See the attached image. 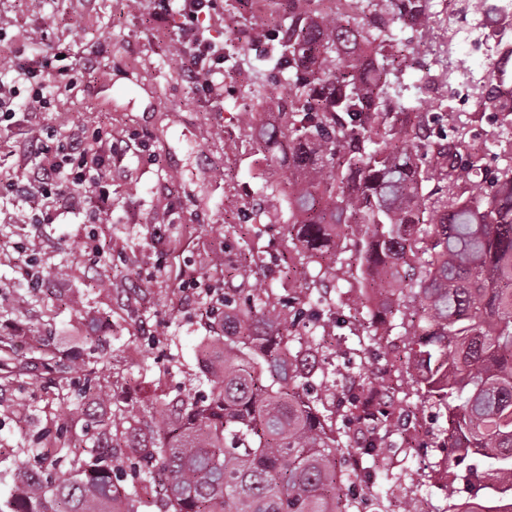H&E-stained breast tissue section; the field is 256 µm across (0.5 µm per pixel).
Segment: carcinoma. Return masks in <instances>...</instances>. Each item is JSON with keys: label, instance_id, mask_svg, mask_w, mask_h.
<instances>
[{"label": "carcinoma", "instance_id": "1", "mask_svg": "<svg viewBox=\"0 0 512 512\" xmlns=\"http://www.w3.org/2000/svg\"><path fill=\"white\" fill-rule=\"evenodd\" d=\"M361 2L285 0L288 38L270 62L292 79L308 58L306 78L293 83L280 124L252 112L248 129L265 152L288 148L287 185L266 181L288 197L286 250L243 254L237 276L248 287L221 294L214 335L199 345L206 389L158 396L150 425L133 408L117 423L112 395L85 370L55 393L75 407L41 433L37 464H21L0 512H135L142 492L164 512H366L353 485L375 484L393 435L417 421L407 375L446 418L434 479L449 512H479L474 500L512 504V155L487 178L485 149L406 106L400 77L414 48L385 20L415 31L427 0ZM366 12L372 40L360 48ZM352 247L359 266L342 275L355 313L370 317L372 344L397 355L338 395L317 378L321 283L290 280L284 296L262 275L271 256L306 268ZM397 316L399 345L388 340ZM12 351L0 336L6 373ZM89 443L56 471L51 449ZM472 458L487 467L460 468ZM459 481L467 502L456 498Z\"/></svg>", "mask_w": 512, "mask_h": 512}]
</instances>
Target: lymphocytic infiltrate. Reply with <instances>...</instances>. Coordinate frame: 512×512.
<instances>
[{"label":"lymphocytic infiltrate","mask_w":512,"mask_h":512,"mask_svg":"<svg viewBox=\"0 0 512 512\" xmlns=\"http://www.w3.org/2000/svg\"><path fill=\"white\" fill-rule=\"evenodd\" d=\"M217 0H156L152 21L163 28L177 20L171 54L181 76L194 88L222 102L224 88L217 77L224 71V47L206 36L203 16ZM101 53L91 48H44L42 33L29 38L28 52L0 54V133L20 137L22 159H33L8 179V196L29 204L38 224L54 223L61 212L86 214L97 224L112 214V159L123 155L112 131L81 125L69 139L56 140L45 129L43 114L60 90L73 86L76 76L90 69Z\"/></svg>","instance_id":"lymphocytic-infiltrate-1"}]
</instances>
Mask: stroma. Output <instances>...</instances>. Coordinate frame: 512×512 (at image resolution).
Wrapping results in <instances>:
<instances>
[{"label": "stroma", "mask_w": 512, "mask_h": 512, "mask_svg": "<svg viewBox=\"0 0 512 512\" xmlns=\"http://www.w3.org/2000/svg\"><path fill=\"white\" fill-rule=\"evenodd\" d=\"M281 4L260 0L247 13L238 0H219L216 11L205 18L204 27L214 40L228 45L241 71L240 77L225 78L224 106L218 109L173 70L169 57L177 27L152 25V0H141L136 8L129 0H0L6 47L26 50L35 29L43 30L50 46L78 52L99 43L106 46L96 67L57 94L45 125L60 138L79 124L111 128L117 141L138 133L157 157L152 164L129 153L113 166L112 218L106 224H86L81 214L62 215L55 224H33L24 202L0 208V326L22 327L13 336L17 370L0 379L1 499L12 492L16 466L33 461L36 437L69 414L68 404L53 401L51 389L32 385L30 365L37 358L111 365L114 400L139 410L149 407L159 385L191 395L201 391L198 348L209 336L212 320L184 301L182 269L193 265L211 278L234 279L245 242L272 252L282 247L287 233L286 199L267 191L261 172H275L287 181L288 160L280 153L259 152L241 117L252 110L258 90L268 105L280 107L290 82L271 69L270 49L256 50L235 37L243 27L258 34L273 28ZM459 6V0H433L426 28L410 34L417 64L403 80L412 87L418 111L447 107L449 124L488 148L487 163L497 167L502 163V128L493 107L479 98L445 97L448 50H455L466 76L478 79L492 70V50L453 41L448 13ZM256 200L267 214L260 225L241 218ZM173 205L177 223L153 236L156 214ZM91 232L97 235L103 261L112 265L107 293L96 287L98 268L73 261ZM216 256L221 266L212 265ZM160 257L165 269L152 273ZM29 258L48 269L47 288L24 287L22 269ZM106 310L112 313L108 329L100 321ZM148 325L159 345L145 340ZM327 332L323 355L337 388H344L347 377L382 372L386 347H374L366 365L350 364L342 353L357 347V338L340 325L328 326ZM416 415L427 428L421 446L397 449L381 492L395 502L415 498L420 512H447L448 501L432 478L442 455L432 447V435L444 420L428 406L418 408Z\"/></svg>", "instance_id": "35a3bbf8"}]
</instances>
